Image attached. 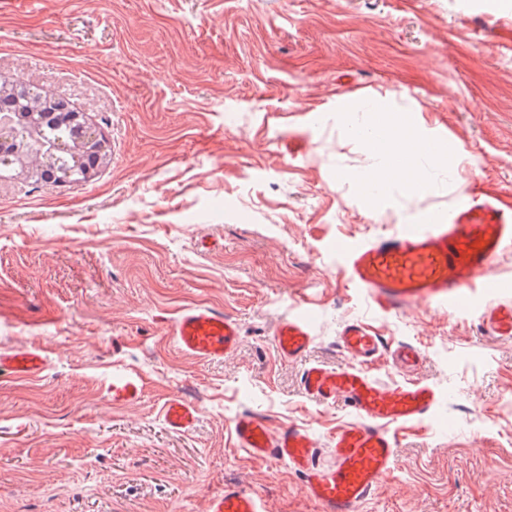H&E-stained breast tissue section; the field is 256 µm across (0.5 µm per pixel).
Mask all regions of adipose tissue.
<instances>
[{
	"mask_svg": "<svg viewBox=\"0 0 512 512\" xmlns=\"http://www.w3.org/2000/svg\"><path fill=\"white\" fill-rule=\"evenodd\" d=\"M369 133L363 141L368 148L384 158L382 168L364 177L361 181L363 193L377 197L379 188L397 183L408 192L421 193L430 187L429 171L432 166L447 168V158H438L436 164H429L422 152L421 142L426 130L406 125L393 117L372 118Z\"/></svg>",
	"mask_w": 512,
	"mask_h": 512,
	"instance_id": "adipose-tissue-1",
	"label": "adipose tissue"
}]
</instances>
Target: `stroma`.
Masks as SVG:
<instances>
[{"label":"stroma","mask_w":512,"mask_h":512,"mask_svg":"<svg viewBox=\"0 0 512 512\" xmlns=\"http://www.w3.org/2000/svg\"><path fill=\"white\" fill-rule=\"evenodd\" d=\"M1 73L83 112L109 158L87 184L0 179V350L46 359L38 380L0 379V512H205L228 482L264 512H322L287 464L234 448L230 421L304 427L330 463L355 416L300 375L343 361L356 318L420 345L442 394L361 512H512V341L483 329L484 290L383 315L336 252L476 181L512 201V0H0ZM370 101L455 142V176L367 199L381 161L343 108ZM196 305L238 320L235 353L177 350ZM304 305L314 344L281 361L274 330ZM121 370L145 388L116 406ZM171 395L200 404L192 432L163 424Z\"/></svg>","instance_id":"stroma-1"}]
</instances>
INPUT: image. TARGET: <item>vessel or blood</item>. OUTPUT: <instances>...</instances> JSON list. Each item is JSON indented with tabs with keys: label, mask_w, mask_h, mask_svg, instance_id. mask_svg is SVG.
Here are the masks:
<instances>
[{
	"label": "vessel or blood",
	"mask_w": 512,
	"mask_h": 512,
	"mask_svg": "<svg viewBox=\"0 0 512 512\" xmlns=\"http://www.w3.org/2000/svg\"><path fill=\"white\" fill-rule=\"evenodd\" d=\"M348 284L362 291L381 313L396 314L417 302H433L458 310L471 303L474 284L495 287L491 275L497 259L512 251V205L474 184L448 212H431L421 224H402L369 239L337 245ZM482 325L488 333L512 338V301L486 306ZM172 336L179 349L200 361H219L240 344L238 321L203 307L177 317ZM280 360L304 361L314 342L308 311L281 321L274 332ZM342 363L327 367L306 364L300 378L303 392L324 406L342 405L359 419L337 427L330 439L333 461H315V443L294 425L272 428L256 413L237 415L231 423L235 447L256 459L287 462L303 481V491L323 512H358L372 492L393 471L400 430L423 424L440 401L439 391L419 379L423 361L413 343L386 350L378 328L363 319L344 321L337 334ZM391 357L402 381L384 383L373 373L383 357ZM46 368L39 350L22 347L0 351V376L38 379ZM133 371L113 375L111 399L137 401L144 392ZM197 404L180 397L165 401L161 416L173 433L191 431L199 418ZM206 512H262L261 502L246 489L225 485L207 502Z\"/></svg>",
	"instance_id": "b4317fda"
}]
</instances>
